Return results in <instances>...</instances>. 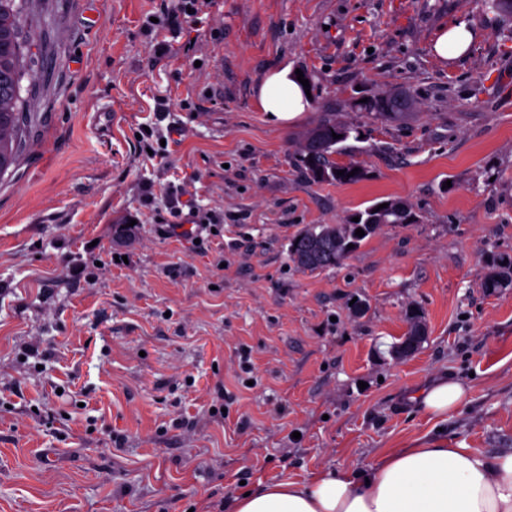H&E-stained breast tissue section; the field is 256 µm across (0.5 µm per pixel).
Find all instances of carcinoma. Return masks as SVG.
Wrapping results in <instances>:
<instances>
[{"label":"carcinoma","instance_id":"carcinoma-1","mask_svg":"<svg viewBox=\"0 0 512 512\" xmlns=\"http://www.w3.org/2000/svg\"><path fill=\"white\" fill-rule=\"evenodd\" d=\"M20 7L16 0H0V174L16 164L25 149L26 114L21 112V62L23 40L20 29ZM385 93H374L365 103H353L365 116H379L390 121L404 118L402 112H386L382 105ZM352 127L325 119L304 137L299 148V162L306 177L313 182L353 183L361 180L364 169L357 162L339 164L333 155L340 153L334 133H350ZM356 174H351L352 170ZM344 175H338V171ZM359 221L345 224H321L304 230L290 239L288 261L302 271L334 268L351 253L348 245L359 246L363 238L355 235L360 228L369 237L386 224H406L412 219V209L404 201L391 199L388 206L376 210L371 205L354 213ZM484 286L499 288L512 280V260L491 258Z\"/></svg>","mask_w":512,"mask_h":512}]
</instances>
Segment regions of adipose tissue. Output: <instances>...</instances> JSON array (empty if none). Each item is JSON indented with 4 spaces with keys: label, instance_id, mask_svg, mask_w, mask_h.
<instances>
[{
    "label": "adipose tissue",
    "instance_id": "1",
    "mask_svg": "<svg viewBox=\"0 0 512 512\" xmlns=\"http://www.w3.org/2000/svg\"><path fill=\"white\" fill-rule=\"evenodd\" d=\"M258 102L285 125L310 105L286 71L263 77ZM236 512H512V452L477 454L437 440L385 450L361 472L323 470L302 481L264 484Z\"/></svg>",
    "mask_w": 512,
    "mask_h": 512
}]
</instances>
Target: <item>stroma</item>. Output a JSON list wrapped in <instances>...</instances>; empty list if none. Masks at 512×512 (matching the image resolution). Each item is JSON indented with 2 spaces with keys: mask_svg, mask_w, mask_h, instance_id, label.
<instances>
[{
  "mask_svg": "<svg viewBox=\"0 0 512 512\" xmlns=\"http://www.w3.org/2000/svg\"><path fill=\"white\" fill-rule=\"evenodd\" d=\"M24 0L26 147L0 175V512H232L245 490L360 470L430 438L512 451V23L479 0ZM466 20L464 58L433 51ZM167 44L158 55V44ZM313 72L291 125L263 76ZM409 90L405 120L354 112ZM166 111H158L159 100ZM357 128L313 182L298 145L325 109ZM389 199L342 265L290 238ZM224 221L203 248L167 234ZM134 223L128 238L118 226ZM428 334L393 349L410 311ZM465 389L447 420L415 401ZM221 416H214V409ZM489 272L484 281L485 288H500L502 284L512 281V260L491 258L487 262Z\"/></svg>",
  "mask_w": 512,
  "mask_h": 512,
  "instance_id": "35a3bbf8",
  "label": "stroma"
}]
</instances>
